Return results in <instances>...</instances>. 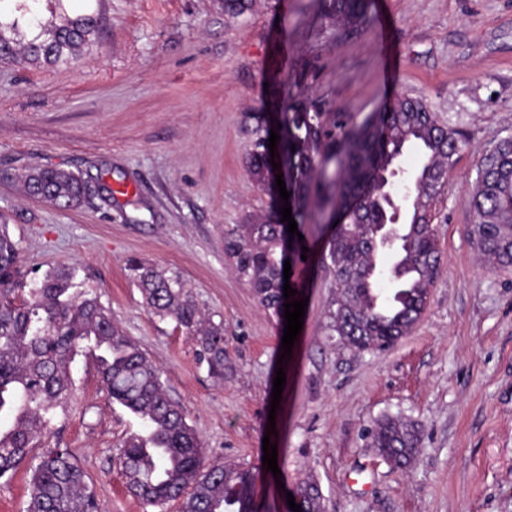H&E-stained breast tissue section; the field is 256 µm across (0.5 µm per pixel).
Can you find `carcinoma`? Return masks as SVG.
Wrapping results in <instances>:
<instances>
[{
  "mask_svg": "<svg viewBox=\"0 0 512 512\" xmlns=\"http://www.w3.org/2000/svg\"><path fill=\"white\" fill-rule=\"evenodd\" d=\"M19 0L13 19L42 30L30 40L0 36V62L23 57L30 63L68 64L97 33V17L80 14L46 26L36 5ZM321 14L334 23L363 25L372 0H319ZM255 138L248 171L261 185L276 186L283 174L297 230L306 234L312 212L336 214L326 235L321 263L332 274L336 295L326 311L328 336L356 352L385 351L408 336L428 307L439 275L441 252L430 219V205L448 179L460 148L458 132L439 122L428 106L400 97L357 119L332 112L319 101L300 98L278 115L277 157L273 171L264 141L267 129L255 116ZM409 146L421 163L396 204L391 189L398 160ZM28 195L61 208L87 197L84 179L50 167H36L24 178ZM468 206L473 222L468 241L486 267H512V137L501 139L480 161ZM282 215L224 231V254L237 277L262 307L284 321L283 264L301 260L307 240L291 238ZM393 259L384 267L381 258ZM132 283L148 312L172 317L197 341L208 372L224 376V325L197 308L180 275L136 258L127 262ZM20 253L9 227L0 224V479L11 477L48 428L49 415L69 397L71 365L83 353L94 356L101 383L112 402L137 417L146 433H134L119 453L129 491L144 504L179 502V512H226L230 495L236 512L253 508L255 474L222 460H210L188 424L184 409L167 394L161 372L112 319L98 297L73 292L74 272L55 270L28 296L19 294ZM421 444L414 420L386 416L371 432V446L393 466H405ZM26 512H98L83 467L67 448H46L33 457ZM300 512H323L314 480L294 494Z\"/></svg>",
  "mask_w": 512,
  "mask_h": 512,
  "instance_id": "carcinoma-1",
  "label": "carcinoma"
}]
</instances>
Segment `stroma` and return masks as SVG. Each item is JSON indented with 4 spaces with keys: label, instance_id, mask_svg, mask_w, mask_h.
<instances>
[{
    "label": "stroma",
    "instance_id": "obj_1",
    "mask_svg": "<svg viewBox=\"0 0 512 512\" xmlns=\"http://www.w3.org/2000/svg\"><path fill=\"white\" fill-rule=\"evenodd\" d=\"M243 2L63 0L67 16L98 15L81 59L0 63V221L19 243L26 286L74 270L76 291L97 296L160 369L207 458L258 469V512H288L287 491L306 479L324 512H512V268L482 266L464 234L477 165L512 136V0H374L359 28L326 20L316 0ZM300 94L357 118L410 96L462 138L431 204L442 267L430 303L383 352L358 354L325 333L336 290L319 263L321 226H309L295 272L308 305L284 364L282 327L224 254L226 228L274 205L247 171L251 116ZM38 166L112 193L71 209L27 196L21 177ZM132 257L178 273L223 323V377L209 375L173 318L146 311L126 276ZM72 381L36 450L69 449L99 512H178L127 490L118 454L141 423L110 400L94 361L77 358ZM385 416L422 426L407 468L371 446ZM266 440L281 477L262 468Z\"/></svg>",
    "mask_w": 512,
    "mask_h": 512
}]
</instances>
